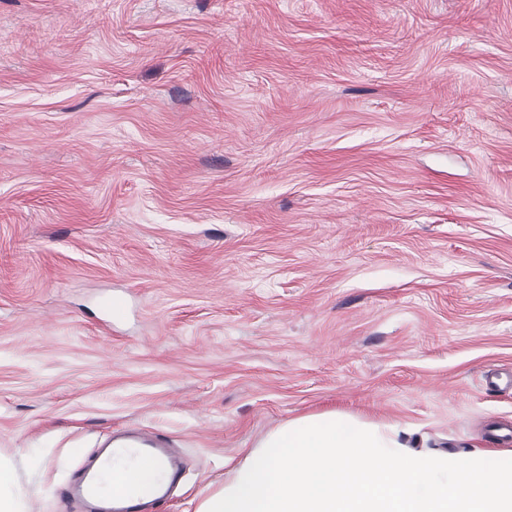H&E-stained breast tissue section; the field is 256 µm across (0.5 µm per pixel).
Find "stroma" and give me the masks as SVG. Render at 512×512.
Listing matches in <instances>:
<instances>
[{"label": "stroma", "instance_id": "obj_1", "mask_svg": "<svg viewBox=\"0 0 512 512\" xmlns=\"http://www.w3.org/2000/svg\"><path fill=\"white\" fill-rule=\"evenodd\" d=\"M335 410L512 452V0H0L26 512H85L79 469L134 428L184 462L154 512H197Z\"/></svg>", "mask_w": 512, "mask_h": 512}]
</instances>
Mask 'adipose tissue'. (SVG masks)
Segmentation results:
<instances>
[{"label":"adipose tissue","mask_w":512,"mask_h":512,"mask_svg":"<svg viewBox=\"0 0 512 512\" xmlns=\"http://www.w3.org/2000/svg\"><path fill=\"white\" fill-rule=\"evenodd\" d=\"M399 425L342 413L264 436L198 512H512V454L417 452Z\"/></svg>","instance_id":"1"}]
</instances>
